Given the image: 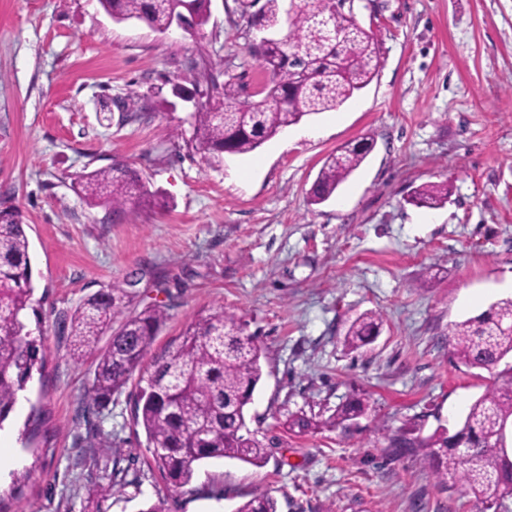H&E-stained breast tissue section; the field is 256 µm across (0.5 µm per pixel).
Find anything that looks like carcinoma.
<instances>
[{"instance_id": "carcinoma-1", "label": "carcinoma", "mask_w": 512, "mask_h": 512, "mask_svg": "<svg viewBox=\"0 0 512 512\" xmlns=\"http://www.w3.org/2000/svg\"><path fill=\"white\" fill-rule=\"evenodd\" d=\"M99 2L116 22L135 19L164 31L181 14L194 29H202L210 19L212 0ZM283 16L282 0H264L254 23L278 28ZM285 21L287 33L277 41L250 47L249 53L270 74L259 99L240 100L242 87L231 75L221 86L210 80L212 89H222V100L202 104L192 114L198 151L214 157L248 154L303 118L337 109L377 76L379 47L342 0H301ZM373 148L374 142L363 138L329 156L311 186L310 202L318 205L335 196ZM78 185L88 204L107 207L114 215L141 204L147 195L139 175L120 162L80 175ZM448 197V183H429L415 188L408 203L434 209ZM133 285L130 280L125 288L115 285L100 291L69 317L71 358L94 364L87 405H106L133 375H139L134 423L144 430L156 467L175 490L189 485L206 460L262 465L264 445L246 423L247 406L263 377V352L255 337L224 308L210 309L198 314L147 367L145 359L167 314L156 304L128 311L135 299ZM33 292L25 225L18 212L0 210V430L33 370L44 366L25 323ZM381 322L375 312L359 315L344 335L345 346L354 350L371 344ZM108 332L112 336L107 345H100ZM448 343L464 365L496 370L493 386L469 405L454 430L439 426L416 443L399 438L393 447L421 448V461L438 483L463 486L487 510L504 509V500L512 496V452L497 447V442L512 424V365H501L512 356V297L452 324ZM363 412L364 404L353 400L336 410V421L352 420ZM236 512H278L277 501L258 495Z\"/></svg>"}]
</instances>
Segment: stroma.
Here are the masks:
<instances>
[{
	"label": "stroma",
	"instance_id": "35a3bbf8",
	"mask_svg": "<svg viewBox=\"0 0 512 512\" xmlns=\"http://www.w3.org/2000/svg\"><path fill=\"white\" fill-rule=\"evenodd\" d=\"M356 18L380 49L365 89L249 154L208 161L191 114L210 77L233 75L249 96L268 80L248 51L265 32L242 0H212L201 31L169 34L113 22L98 0H0V210L26 226V323L46 358L0 431L20 458L0 496L85 512L117 473L125 486L101 512L160 500L168 512H236L259 494L279 512H482L392 442L455 428L494 380L459 362L448 328L512 296V0H359ZM147 98L154 110L137 118ZM364 137L374 149L361 167L310 204L326 157ZM117 161L156 198L115 217L76 181ZM443 181L442 207L408 204ZM130 279L138 306L167 309L153 354L212 307L256 337L264 376L247 425L263 466L208 460L172 492L133 420L136 381L85 412L92 368L70 360L65 319ZM366 311L381 313L380 333L348 350L343 336ZM351 399L364 414L333 423ZM36 408L49 416L48 452L20 440ZM299 417L311 422L302 433L290 426ZM92 436L115 453L87 447Z\"/></svg>",
	"mask_w": 512,
	"mask_h": 512
}]
</instances>
